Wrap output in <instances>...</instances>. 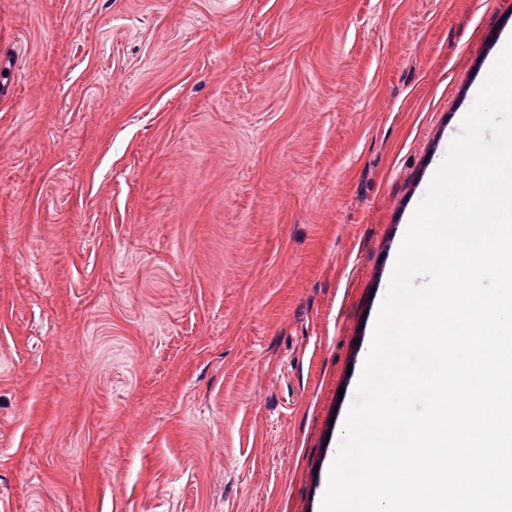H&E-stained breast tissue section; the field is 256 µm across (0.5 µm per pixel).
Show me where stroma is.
<instances>
[{"mask_svg": "<svg viewBox=\"0 0 512 512\" xmlns=\"http://www.w3.org/2000/svg\"><path fill=\"white\" fill-rule=\"evenodd\" d=\"M506 34L512 0H0V512H320Z\"/></svg>", "mask_w": 512, "mask_h": 512, "instance_id": "35a3bbf8", "label": "stroma"}]
</instances>
